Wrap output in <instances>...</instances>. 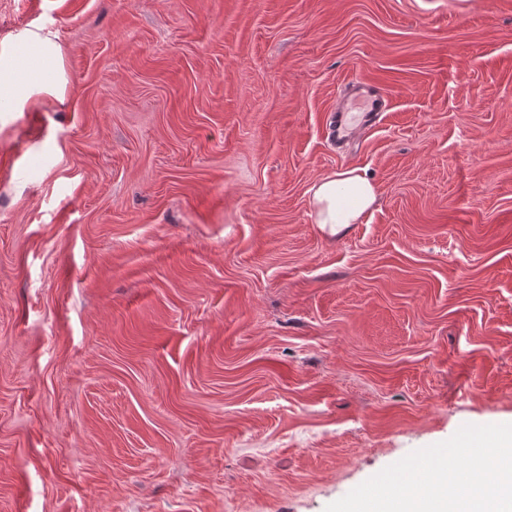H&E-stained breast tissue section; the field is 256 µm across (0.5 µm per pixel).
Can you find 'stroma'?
Here are the masks:
<instances>
[{
  "label": "stroma",
  "mask_w": 512,
  "mask_h": 512,
  "mask_svg": "<svg viewBox=\"0 0 512 512\" xmlns=\"http://www.w3.org/2000/svg\"><path fill=\"white\" fill-rule=\"evenodd\" d=\"M35 28L68 85L0 112V512H324L512 423V0H0ZM356 80L389 109L339 147ZM311 191L316 224L332 236L349 224H361L378 200L376 184L359 168L327 175Z\"/></svg>",
  "instance_id": "35a3bbf8"
}]
</instances>
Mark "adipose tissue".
Instances as JSON below:
<instances>
[{"instance_id":"adipose-tissue-1","label":"adipose tissue","mask_w":512,"mask_h":512,"mask_svg":"<svg viewBox=\"0 0 512 512\" xmlns=\"http://www.w3.org/2000/svg\"><path fill=\"white\" fill-rule=\"evenodd\" d=\"M67 78L56 36L26 31L0 44V112H22L44 98L64 101ZM378 200L376 184L357 168L327 175L312 188L317 224L330 235L361 223Z\"/></svg>"}]
</instances>
